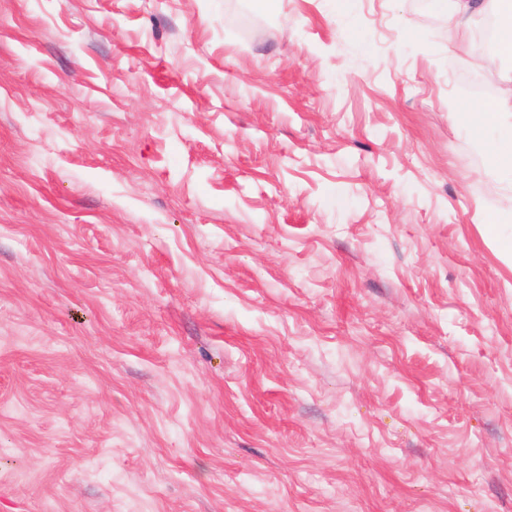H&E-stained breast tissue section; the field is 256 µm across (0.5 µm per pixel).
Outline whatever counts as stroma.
Wrapping results in <instances>:
<instances>
[{
	"label": "stroma",
	"instance_id": "stroma-1",
	"mask_svg": "<svg viewBox=\"0 0 512 512\" xmlns=\"http://www.w3.org/2000/svg\"><path fill=\"white\" fill-rule=\"evenodd\" d=\"M229 6L0 0V512H512L447 0Z\"/></svg>",
	"mask_w": 512,
	"mask_h": 512
}]
</instances>
